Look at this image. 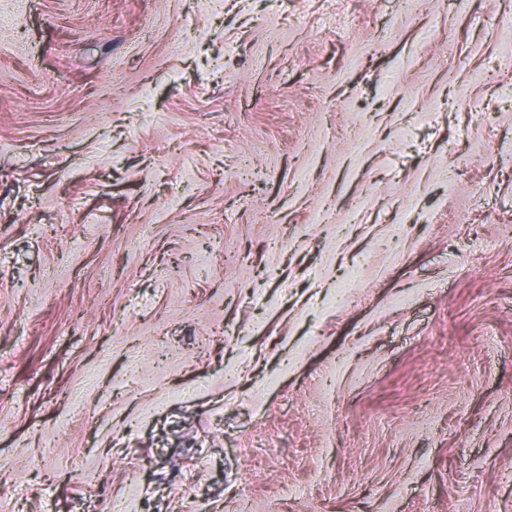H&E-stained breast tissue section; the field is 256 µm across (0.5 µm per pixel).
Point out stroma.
Segmentation results:
<instances>
[{"label": "stroma", "instance_id": "obj_1", "mask_svg": "<svg viewBox=\"0 0 512 512\" xmlns=\"http://www.w3.org/2000/svg\"><path fill=\"white\" fill-rule=\"evenodd\" d=\"M0 512H512V0H0Z\"/></svg>", "mask_w": 512, "mask_h": 512}]
</instances>
